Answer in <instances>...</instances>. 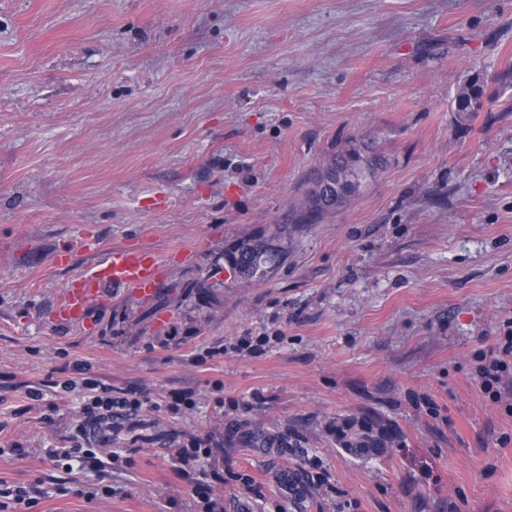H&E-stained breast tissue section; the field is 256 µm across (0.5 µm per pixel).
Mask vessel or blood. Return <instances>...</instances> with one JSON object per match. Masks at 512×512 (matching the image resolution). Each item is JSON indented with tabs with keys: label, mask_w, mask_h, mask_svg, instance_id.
<instances>
[{
	"label": "vessel or blood",
	"mask_w": 512,
	"mask_h": 512,
	"mask_svg": "<svg viewBox=\"0 0 512 512\" xmlns=\"http://www.w3.org/2000/svg\"><path fill=\"white\" fill-rule=\"evenodd\" d=\"M162 261L148 247L118 246L88 265L68 283L56 310L57 324L81 327L92 307L102 304L112 289L135 292L144 298L158 291Z\"/></svg>",
	"instance_id": "vessel-or-blood-1"
}]
</instances>
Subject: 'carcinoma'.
<instances>
[{"mask_svg":"<svg viewBox=\"0 0 512 512\" xmlns=\"http://www.w3.org/2000/svg\"><path fill=\"white\" fill-rule=\"evenodd\" d=\"M484 90L479 78L465 82L455 97L456 112H477L482 107ZM384 164L381 154L375 149L361 153L355 148H345L332 154L322 167L314 172L312 183L324 176L338 175L336 178V201L354 194L367 177L374 175ZM298 219L303 221L312 214L324 213L320 199L312 188L305 192L295 206ZM286 254L281 243V233L239 240L224 250V260L231 265L234 278L242 284L261 282L282 262ZM329 433L336 446L358 457H380L396 445L400 434L380 417L362 413L360 415L338 416L329 425ZM238 440L249 448H265L278 455L288 452V437L278 431L253 429L247 423L235 428ZM281 483L286 491L298 498L311 496L308 476L299 468L285 470Z\"/></svg>","mask_w":512,"mask_h":512,"instance_id":"carcinoma-1","label":"carcinoma"}]
</instances>
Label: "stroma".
Instances as JSON below:
<instances>
[{
    "instance_id": "35a3bbf8",
    "label": "stroma",
    "mask_w": 512,
    "mask_h": 512,
    "mask_svg": "<svg viewBox=\"0 0 512 512\" xmlns=\"http://www.w3.org/2000/svg\"><path fill=\"white\" fill-rule=\"evenodd\" d=\"M474 76L482 108L455 113ZM366 143L385 165L295 223L315 169ZM277 229L268 279L225 278V247ZM122 245L160 256L156 295L54 324ZM511 332L512 0H0V480L45 491L36 512H204L209 479L171 458L195 436L224 449V512H512V377L497 402L475 382ZM87 375L143 400L84 471L112 489L92 501L45 455ZM367 410L402 438L361 460L324 425ZM234 433L238 440L249 448H265L277 455H284L288 448H291L288 437L280 432L253 429L248 423L237 426ZM281 483L286 491L295 498L311 497V484L308 476L299 468L285 470L281 474Z\"/></svg>"
}]
</instances>
